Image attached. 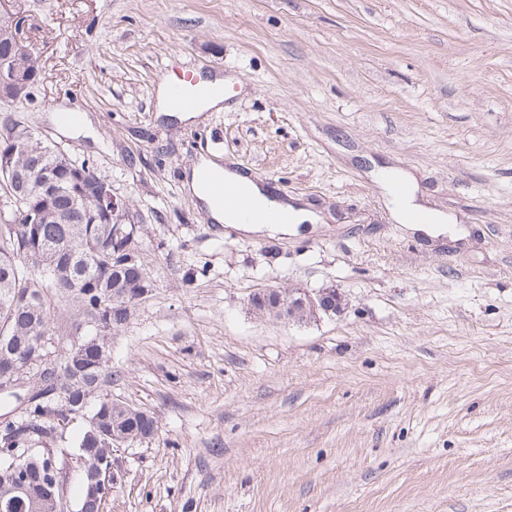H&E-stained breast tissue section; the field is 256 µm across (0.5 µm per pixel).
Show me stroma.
I'll use <instances>...</instances> for the list:
<instances>
[{"mask_svg": "<svg viewBox=\"0 0 512 512\" xmlns=\"http://www.w3.org/2000/svg\"><path fill=\"white\" fill-rule=\"evenodd\" d=\"M42 78L0 118L126 198L150 292L112 336L104 512H512V0H9ZM223 65L222 110L160 85ZM81 111L76 125L60 114ZM319 224L246 234L184 187L200 159ZM443 215L404 223L381 171ZM336 286L340 313H253ZM253 312L272 320L304 322L339 311L342 295L335 288L315 293L301 289H268L254 294L249 301Z\"/></svg>", "mask_w": 512, "mask_h": 512, "instance_id": "1", "label": "stroma"}]
</instances>
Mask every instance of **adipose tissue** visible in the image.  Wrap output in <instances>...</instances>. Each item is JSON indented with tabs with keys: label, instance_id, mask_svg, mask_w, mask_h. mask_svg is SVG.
Segmentation results:
<instances>
[{
	"label": "adipose tissue",
	"instance_id": "adipose-tissue-1",
	"mask_svg": "<svg viewBox=\"0 0 512 512\" xmlns=\"http://www.w3.org/2000/svg\"><path fill=\"white\" fill-rule=\"evenodd\" d=\"M211 166V161L206 159L200 160L187 174L185 179L187 191L199 200L211 222L225 224L230 228L246 233H259L271 227L260 220V213L274 210L281 214L282 219L280 223L275 224L271 228L281 233L287 232L289 226L295 224L314 223L315 217L309 210L287 201L277 202L270 199L268 194L260 188L259 184L249 178L248 175L232 170L226 171V178L236 186L242 195L250 200L256 217L251 222L246 223L242 221L236 209H224L214 206L205 186V175Z\"/></svg>",
	"mask_w": 512,
	"mask_h": 512
}]
</instances>
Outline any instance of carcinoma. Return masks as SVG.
<instances>
[{"label": "carcinoma", "instance_id": "obj_1", "mask_svg": "<svg viewBox=\"0 0 512 512\" xmlns=\"http://www.w3.org/2000/svg\"><path fill=\"white\" fill-rule=\"evenodd\" d=\"M40 167L57 179L61 190L52 197L55 216L33 225L29 239L18 236L16 226L25 223L32 204L43 194L37 181L16 180L0 171V364L23 363L34 352L40 336L52 333L55 317L67 315L72 327L85 325L94 330L100 316V299L118 289L116 300L105 313L108 333L97 343L77 352L73 341L54 350L57 363L66 367L59 388L70 403L31 396L24 407L28 421L5 425L0 437V499L8 500L20 454L46 439L59 440L54 456L29 455L23 460L22 480L28 499L39 502L46 512H60L58 485L50 480L53 463L68 454L84 457L82 496L77 512H99L102 496L90 491L92 478L103 462L112 459V428L135 442L151 437L159 426L145 410L127 409L112 399L107 386L112 333L131 317L139 288H150L140 259L112 246V228L103 224L92 210L90 196L98 178L93 165L57 147L37 158ZM99 416L97 428L78 419L81 432L73 441L66 438L60 422L76 413Z\"/></svg>", "mask_w": 512, "mask_h": 512}]
</instances>
